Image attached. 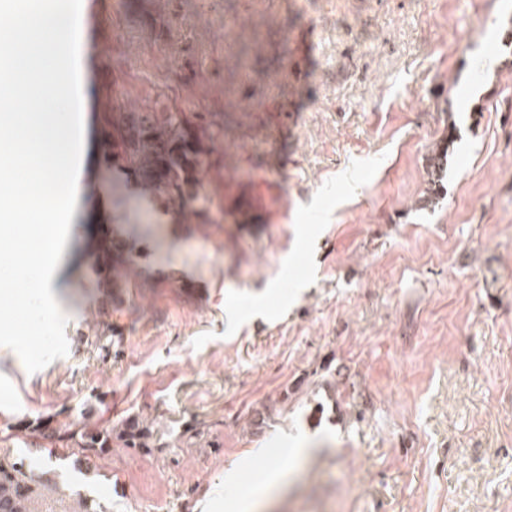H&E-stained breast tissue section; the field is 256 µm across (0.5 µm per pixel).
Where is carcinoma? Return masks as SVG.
Wrapping results in <instances>:
<instances>
[{
	"label": "carcinoma",
	"instance_id": "carcinoma-1",
	"mask_svg": "<svg viewBox=\"0 0 512 512\" xmlns=\"http://www.w3.org/2000/svg\"><path fill=\"white\" fill-rule=\"evenodd\" d=\"M102 120L108 130L107 156L124 166L141 185L144 193L179 206L177 213L193 209L202 187V178L211 166L209 143L213 138L205 117L198 112H105ZM450 127L448 140L441 141L431 155L439 169L453 146ZM127 273L120 262L112 264L104 288H120ZM39 448L53 458L59 448H75L91 458L112 446L153 448L157 439L137 418L122 421L118 428H102L84 418L60 425L40 420L34 429ZM24 463L0 465V512H32V489L25 479Z\"/></svg>",
	"mask_w": 512,
	"mask_h": 512
}]
</instances>
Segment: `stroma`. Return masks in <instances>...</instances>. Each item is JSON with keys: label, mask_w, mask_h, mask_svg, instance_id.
Returning <instances> with one entry per match:
<instances>
[{"label": "stroma", "mask_w": 512, "mask_h": 512, "mask_svg": "<svg viewBox=\"0 0 512 512\" xmlns=\"http://www.w3.org/2000/svg\"><path fill=\"white\" fill-rule=\"evenodd\" d=\"M80 47L87 100L202 113L215 164L193 223L116 193L88 107L71 246L130 273L61 257L67 356H0L35 512H196L273 471L267 512H512V0H82ZM82 416L163 445L35 447Z\"/></svg>", "instance_id": "obj_1"}]
</instances>
